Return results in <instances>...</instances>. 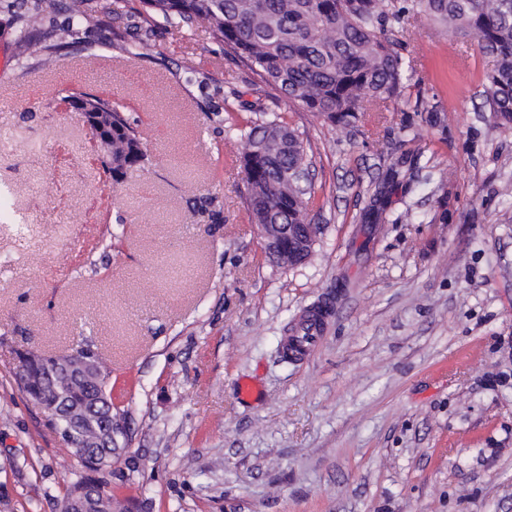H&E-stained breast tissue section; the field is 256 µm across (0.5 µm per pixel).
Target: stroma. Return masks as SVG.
Masks as SVG:
<instances>
[{
	"label": "stroma",
	"instance_id": "stroma-1",
	"mask_svg": "<svg viewBox=\"0 0 512 512\" xmlns=\"http://www.w3.org/2000/svg\"><path fill=\"white\" fill-rule=\"evenodd\" d=\"M69 3L21 41L0 0V512H54L82 470L16 373L21 353L85 339L124 417L117 502L512 512V125L485 105L476 39L411 22L415 80L343 129L285 103L203 20L157 28L146 56L95 28L46 55ZM74 94L112 99L146 131V160L121 182ZM274 116L305 145L322 227L294 268L263 251L235 163L245 143L229 135ZM317 304L320 345L284 361ZM244 378L260 386L249 400Z\"/></svg>",
	"mask_w": 512,
	"mask_h": 512
}]
</instances>
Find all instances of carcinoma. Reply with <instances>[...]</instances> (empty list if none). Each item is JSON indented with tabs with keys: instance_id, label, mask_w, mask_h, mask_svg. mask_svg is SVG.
Instances as JSON below:
<instances>
[{
	"instance_id": "obj_1",
	"label": "carcinoma",
	"mask_w": 512,
	"mask_h": 512,
	"mask_svg": "<svg viewBox=\"0 0 512 512\" xmlns=\"http://www.w3.org/2000/svg\"><path fill=\"white\" fill-rule=\"evenodd\" d=\"M18 36L40 25L44 0H14ZM144 10L116 13L98 0H72L67 26L49 49L69 44L85 24L108 22L124 50L141 55L150 47L154 28L178 27L197 18L210 24L211 37L246 61L289 103L333 126L350 127L367 112H380L413 79L412 60L398 39L409 19L420 14L444 30L473 36L492 58L484 73L489 111L512 124V0H403L396 8L386 0H141ZM92 112L112 113V180L144 159L147 135L119 106L88 95ZM250 152L240 155L251 218L256 224H306L312 184L302 187L288 171L306 161L303 140L273 119L240 131ZM73 351L87 353L86 374L56 377L42 361L20 356L17 381L37 405L54 404L47 417L74 454L84 474L73 482L70 497L99 483L107 506L112 491L100 477L124 449L112 431L110 370L88 341Z\"/></svg>"
}]
</instances>
